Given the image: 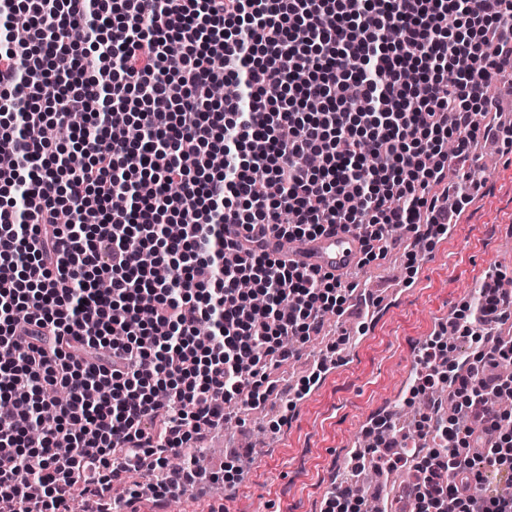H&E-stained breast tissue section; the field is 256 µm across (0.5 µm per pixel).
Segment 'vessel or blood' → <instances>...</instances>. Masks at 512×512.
Segmentation results:
<instances>
[{"label":"vessel or blood","instance_id":"1","mask_svg":"<svg viewBox=\"0 0 512 512\" xmlns=\"http://www.w3.org/2000/svg\"><path fill=\"white\" fill-rule=\"evenodd\" d=\"M281 254L291 263L343 277L357 267L362 243L357 231L339 226L317 238L291 243Z\"/></svg>","mask_w":512,"mask_h":512}]
</instances>
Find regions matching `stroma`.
<instances>
[{"mask_svg":"<svg viewBox=\"0 0 512 512\" xmlns=\"http://www.w3.org/2000/svg\"><path fill=\"white\" fill-rule=\"evenodd\" d=\"M480 192L463 204L451 233L415 251L399 249L351 275L360 288L390 290L375 314L352 307L344 322H329L306 343L302 357L278 368L302 384L311 363L331 355L340 364L305 399H287L236 411L225 434L249 429L258 464L228 497L190 491L165 512H323L333 483L367 432L386 410L412 412L410 389L417 351L438 323L471 301L491 273L512 279V156L479 157Z\"/></svg>","mask_w":512,"mask_h":512,"instance_id":"35a3bbf8","label":"stroma"}]
</instances>
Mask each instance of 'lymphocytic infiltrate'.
I'll list each match as a JSON object with an SVG mask.
<instances>
[{"label": "lymphocytic infiltrate", "mask_w": 512, "mask_h": 512, "mask_svg": "<svg viewBox=\"0 0 512 512\" xmlns=\"http://www.w3.org/2000/svg\"><path fill=\"white\" fill-rule=\"evenodd\" d=\"M508 73L512 0H0V501L69 512L78 486L111 512L148 459L153 498L193 488L170 456L269 400L270 367L346 312L342 280L269 237L350 226L370 260L447 233L448 197L480 188L474 141L512 148L490 93ZM224 81L241 99L214 101ZM511 314L487 278L424 342L413 390L447 387L456 413L417 421L435 446L398 512H512L486 487L512 475L489 401L512 391V336L490 335ZM370 432L359 464L400 463L389 420Z\"/></svg>", "instance_id": "1"}]
</instances>
